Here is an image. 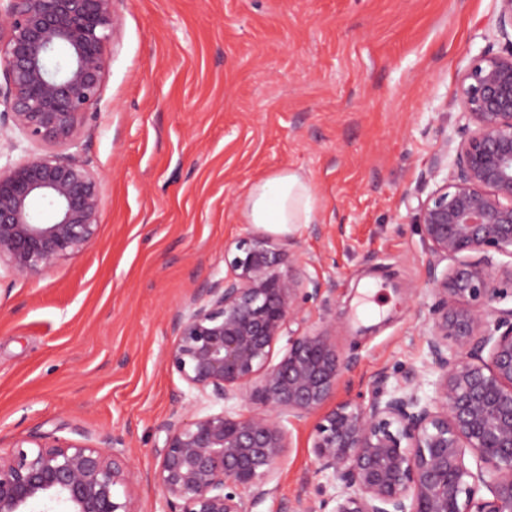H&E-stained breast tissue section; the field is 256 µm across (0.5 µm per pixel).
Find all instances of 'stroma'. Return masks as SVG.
<instances>
[{"mask_svg": "<svg viewBox=\"0 0 512 512\" xmlns=\"http://www.w3.org/2000/svg\"><path fill=\"white\" fill-rule=\"evenodd\" d=\"M497 0H116L102 96L79 153L104 208L96 242L34 280L0 269V448L36 433L121 438L134 468L188 387L164 363L173 316L228 268L261 179L302 173L313 224L275 234L332 280L307 330L336 324L355 355L339 398L370 393L427 357L436 297L413 222L456 83L497 39ZM318 415L290 424L275 491L313 492Z\"/></svg>", "mask_w": 512, "mask_h": 512, "instance_id": "35a3bbf8", "label": "stroma"}]
</instances>
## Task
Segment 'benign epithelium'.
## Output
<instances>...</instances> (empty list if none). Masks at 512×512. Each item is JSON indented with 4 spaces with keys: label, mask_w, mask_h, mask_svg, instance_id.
Returning a JSON list of instances; mask_svg holds the SVG:
<instances>
[{
    "label": "benign epithelium",
    "mask_w": 512,
    "mask_h": 512,
    "mask_svg": "<svg viewBox=\"0 0 512 512\" xmlns=\"http://www.w3.org/2000/svg\"><path fill=\"white\" fill-rule=\"evenodd\" d=\"M500 51L474 57L456 90L460 141L445 137L415 222L430 258L425 372L333 402L343 356L327 325L292 329L336 288L262 232L235 241L224 278L172 319L166 364L209 406L173 412L156 450L163 512H252L274 491L288 424L322 412L315 474L335 485L286 512H512V0H497ZM114 0H0V139L44 147L0 166V265L31 279L97 239L100 179L71 149L102 93ZM449 265L437 272L443 261ZM288 348L272 363L275 343ZM254 405L245 413L233 404ZM221 405L214 411L212 406ZM473 453L470 465L466 452ZM139 472L120 440L51 434L0 448V512H139Z\"/></svg>",
    "instance_id": "7a95c632"
}]
</instances>
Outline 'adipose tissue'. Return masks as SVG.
<instances>
[{
  "label": "adipose tissue",
  "mask_w": 512,
  "mask_h": 512,
  "mask_svg": "<svg viewBox=\"0 0 512 512\" xmlns=\"http://www.w3.org/2000/svg\"><path fill=\"white\" fill-rule=\"evenodd\" d=\"M314 210V195L307 178L286 169L251 187L245 216L248 223L285 231L310 223Z\"/></svg>",
  "instance_id": "adipose-tissue-1"
}]
</instances>
